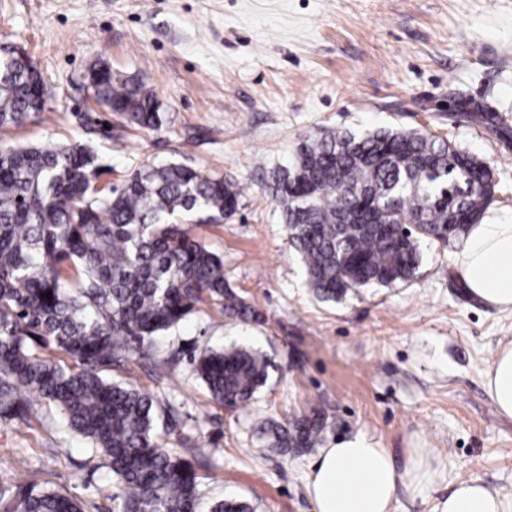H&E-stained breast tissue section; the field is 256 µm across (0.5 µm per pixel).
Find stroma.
Instances as JSON below:
<instances>
[{
	"instance_id": "35a3bbf8",
	"label": "stroma",
	"mask_w": 512,
	"mask_h": 512,
	"mask_svg": "<svg viewBox=\"0 0 512 512\" xmlns=\"http://www.w3.org/2000/svg\"><path fill=\"white\" fill-rule=\"evenodd\" d=\"M4 45L23 49L54 91L6 131L9 142H91L108 166L101 183L116 188L149 161L243 188L231 219L191 234L223 255L225 278L259 320L200 304L162 341L181 352L175 373L135 358L109 373L169 410L170 445L200 461L206 497L313 512L316 449L269 448L258 427L314 414L324 443L364 434L400 469L413 451L429 456L433 486L418 497L398 489L391 512H433L473 478L512 495V418L486 387L497 348L512 343V312L472 297L454 270L458 249L428 241L413 285L320 301L265 189L267 169L289 166L311 131L421 129L490 166L485 214L512 223V141L466 118L493 112L512 128V0H0ZM97 61L148 75L161 131L93 101L84 76ZM234 343L266 353L272 369L247 408L230 411L187 355ZM0 477L70 495L86 512H119L107 457L48 406L25 425L0 418Z\"/></svg>"
}]
</instances>
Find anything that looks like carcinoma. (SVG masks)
<instances>
[{
	"mask_svg": "<svg viewBox=\"0 0 512 512\" xmlns=\"http://www.w3.org/2000/svg\"><path fill=\"white\" fill-rule=\"evenodd\" d=\"M86 86L102 108L158 131L161 113L146 77L95 62ZM47 85L26 53L0 49V129L45 109ZM467 118L501 139L496 114ZM102 165L85 142L0 143V417L29 421L30 395L59 409L68 429L110 460L121 512H195L193 463L164 446L157 402L105 372L132 356L153 360L156 340L207 297L225 316L259 318L224 279V258L181 221L220 224L238 211L242 188L182 163H147L119 189L95 188ZM489 167L417 129L364 133L319 129L293 162L267 177L288 244L322 301L368 286L411 285L420 242L456 244L494 193ZM50 296H45V293ZM74 371L37 352L49 346ZM194 371L212 400L245 407L269 378L270 359L244 347L206 348ZM323 421L271 425L275 448H313ZM0 512H85L53 489L0 481ZM209 512H250L220 499Z\"/></svg>",
	"mask_w": 512,
	"mask_h": 512,
	"instance_id": "1",
	"label": "carcinoma"
}]
</instances>
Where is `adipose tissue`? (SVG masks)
Returning a JSON list of instances; mask_svg holds the SVG:
<instances>
[{
  "instance_id": "adipose-tissue-1",
  "label": "adipose tissue",
  "mask_w": 512,
  "mask_h": 512,
  "mask_svg": "<svg viewBox=\"0 0 512 512\" xmlns=\"http://www.w3.org/2000/svg\"><path fill=\"white\" fill-rule=\"evenodd\" d=\"M455 268L470 295L500 310H512V223L483 219L470 225ZM486 387L497 411L512 417L511 343L498 348ZM435 479L436 472L423 455L412 457L400 472L387 449L357 434L320 450L307 490L315 512H391L398 485L419 495ZM438 512H512V499L472 479L441 500Z\"/></svg>"
}]
</instances>
